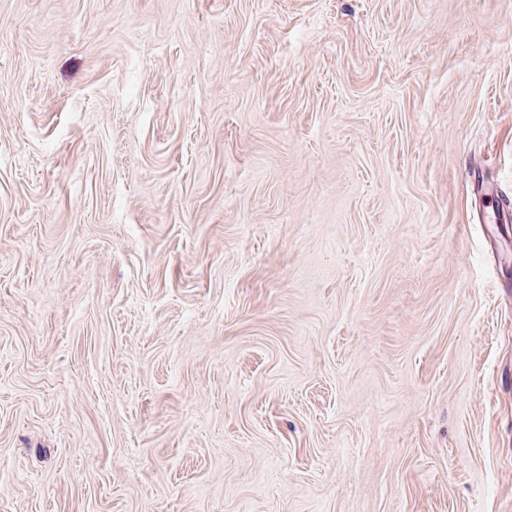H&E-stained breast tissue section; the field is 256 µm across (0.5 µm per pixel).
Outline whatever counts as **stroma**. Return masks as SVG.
<instances>
[{
    "label": "stroma",
    "instance_id": "35a3bbf8",
    "mask_svg": "<svg viewBox=\"0 0 512 512\" xmlns=\"http://www.w3.org/2000/svg\"><path fill=\"white\" fill-rule=\"evenodd\" d=\"M512 0H0V512H512Z\"/></svg>",
    "mask_w": 512,
    "mask_h": 512
}]
</instances>
